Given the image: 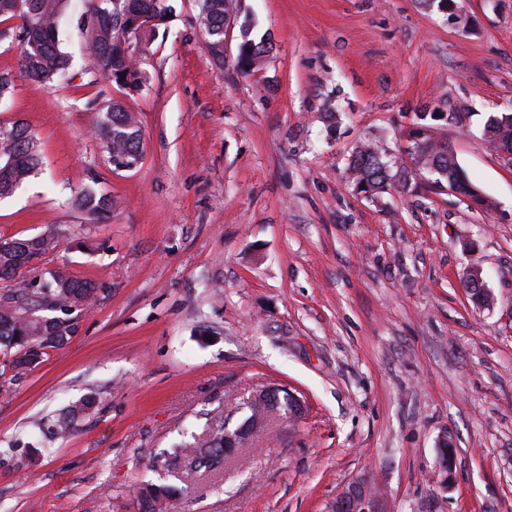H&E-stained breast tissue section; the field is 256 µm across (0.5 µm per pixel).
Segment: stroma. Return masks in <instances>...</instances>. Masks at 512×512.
I'll return each mask as SVG.
<instances>
[{
  "label": "stroma",
  "instance_id": "obj_1",
  "mask_svg": "<svg viewBox=\"0 0 512 512\" xmlns=\"http://www.w3.org/2000/svg\"><path fill=\"white\" fill-rule=\"evenodd\" d=\"M81 2L60 32L72 82L20 79L0 104L43 155L0 200V237L72 228L39 267L98 287L35 369L0 363V512H136L165 481L184 490L168 512H328L368 474L383 512H512V164L484 136L512 113V0H456L467 29L418 0H237L220 65L197 0H171L132 95L82 52ZM246 37L273 44L248 75ZM111 98L144 132L131 170L95 132ZM423 112L492 208L419 174L373 198L350 183L358 142L397 152ZM93 181L116 201L99 223L67 203ZM473 269L493 309L467 295ZM274 384L301 398L296 426L272 416L212 468L162 467ZM85 396L75 432L37 447Z\"/></svg>",
  "mask_w": 512,
  "mask_h": 512
}]
</instances>
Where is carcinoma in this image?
Segmentation results:
<instances>
[{
  "label": "carcinoma",
  "mask_w": 512,
  "mask_h": 512,
  "mask_svg": "<svg viewBox=\"0 0 512 512\" xmlns=\"http://www.w3.org/2000/svg\"><path fill=\"white\" fill-rule=\"evenodd\" d=\"M71 0H0V18L18 20L10 30H0V37L17 41L19 76L48 88L68 84L70 59L61 49L59 29L68 13ZM233 0H200L198 22L206 36V47L213 60L224 63V25L227 6ZM171 6L169 0H84L78 29L85 49L95 68L110 82L128 92H138L144 85L139 60L124 51L121 37L137 26L142 47L152 41L158 28L165 24ZM273 45L266 39L258 42L245 38L238 46L235 67L247 75L257 69ZM96 131L108 157L137 164L142 160V129L122 102L113 99L100 104ZM484 132L498 149L512 155V113L489 116ZM405 153L411 163L434 177L438 187L448 185L482 206L491 201L466 181L451 146L444 139L422 136L410 140ZM40 141L22 123H13L0 131V197L19 189L41 165ZM386 151L380 143L363 141L353 149L347 170L356 189L366 185L363 193L385 192L394 174L384 160ZM72 206L101 219L112 213V193L91 185L80 188L72 197ZM62 236L59 228L48 225L29 238H6L0 241V355L19 375L37 367L47 354L77 332L73 313L87 308L96 296L97 287L89 280L64 270L42 275L30 267L33 260L57 247ZM481 275L469 273L466 288L470 298L485 305L492 301L478 288ZM50 311L53 316L43 315ZM95 399L86 397L67 406L58 419L43 433L44 444L67 438L75 424L86 417ZM190 454L191 463L209 468L234 452L235 444L225 443L224 425L212 427L180 444ZM169 484H148L140 488L139 512H157L163 503L180 494Z\"/></svg>",
  "instance_id": "obj_1"
}]
</instances>
